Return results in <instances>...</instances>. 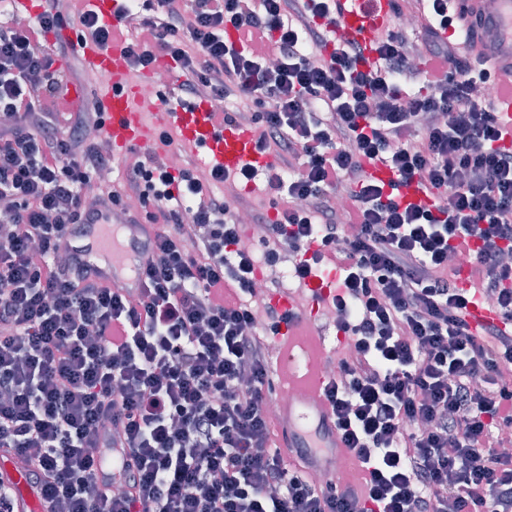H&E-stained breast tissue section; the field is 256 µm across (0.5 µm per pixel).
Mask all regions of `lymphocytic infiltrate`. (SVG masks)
<instances>
[{
    "mask_svg": "<svg viewBox=\"0 0 512 512\" xmlns=\"http://www.w3.org/2000/svg\"><path fill=\"white\" fill-rule=\"evenodd\" d=\"M392 8L420 41L389 25L371 64L333 37L335 0H156L132 29L129 2L113 27L83 0H45L0 30V448L46 512H512V388L497 379L512 365V131L473 94L485 60L443 37L459 24L448 0ZM68 19L100 46L123 41L132 69L163 55L187 94L233 101L225 122L252 125L273 165L204 177L137 161L101 180L112 156L84 130L102 129V104L57 122L46 43ZM372 162L436 205L396 200ZM260 176L275 215L252 214L272 239L258 259L214 186ZM103 205L158 228L137 295L64 248ZM284 250L300 286L338 275L327 305L354 352L324 395L355 461L347 486L287 466L273 441L271 338L291 315L268 305L253 327L247 297ZM476 300L498 322L472 329Z\"/></svg>",
    "mask_w": 512,
    "mask_h": 512,
    "instance_id": "obj_1",
    "label": "lymphocytic infiltrate"
}]
</instances>
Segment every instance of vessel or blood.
<instances>
[{"mask_svg": "<svg viewBox=\"0 0 512 512\" xmlns=\"http://www.w3.org/2000/svg\"><path fill=\"white\" fill-rule=\"evenodd\" d=\"M88 2L103 23L121 24V0ZM337 2L339 10L333 34L358 42L367 62H374L378 35L392 21L391 0ZM463 2L470 49L486 56L499 74L512 81V0H498L492 11L486 9L485 0ZM75 48L83 69L95 79L96 92L107 108L103 131L113 150L160 147L159 130L173 126L187 145L202 150L211 165L226 171L234 172L244 166L264 169L272 164L271 156L257 150L250 126L228 125L216 119L213 101L202 98L186 102L173 95L161 101L144 95L142 80L130 74L123 43L116 41L104 48L85 39L76 42ZM366 171L375 181L394 187L396 197L403 202L427 207L435 203L418 183H398L393 171L383 164L368 165ZM78 231V236L68 240L67 246L85 264L89 279L119 284L130 293H138L141 281L136 270L152 252L154 225L122 224L114 229L103 216L98 223L79 225ZM298 336V324L290 323L282 325L275 338L282 378L290 388L304 393L303 399H290L281 405L279 419L286 436L280 450L291 457L298 449L313 448L312 467L333 477L342 470L348 455L324 401L323 367L315 366L300 376L289 364ZM0 486L10 490L16 512H45L44 502L28 473L17 471L12 458L1 454Z\"/></svg>", "mask_w": 512, "mask_h": 512, "instance_id": "vessel-or-blood-1", "label": "vessel or blood"}]
</instances>
